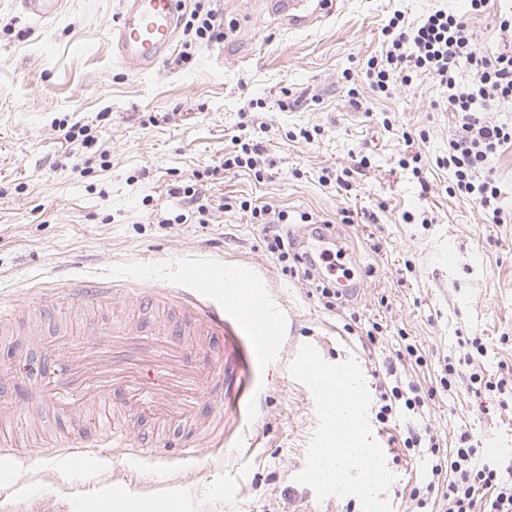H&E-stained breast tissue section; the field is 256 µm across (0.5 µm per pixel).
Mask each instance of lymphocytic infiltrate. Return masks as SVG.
<instances>
[{"mask_svg": "<svg viewBox=\"0 0 512 512\" xmlns=\"http://www.w3.org/2000/svg\"><path fill=\"white\" fill-rule=\"evenodd\" d=\"M496 26L504 46L487 54L477 49L456 14L438 9L409 23L402 11H394L381 29L385 47L380 56L367 60L365 77L371 90L381 95L411 84L417 74L436 80L455 117L448 152L435 159L437 167L448 169L452 176L448 193L473 201L492 223L500 224L506 214L495 159L502 149L512 146V124L489 120L487 114L512 100V9L499 14ZM184 33L192 46L223 41L224 19L206 7L204 0H196ZM463 64L472 74L466 82L459 77ZM250 216L252 223L265 227L267 251L280 262L291 263L293 271L307 279H323L318 290L321 302L324 308H335L339 292L324 280L328 262L289 251L279 232L288 221L287 211L266 204L251 207ZM428 400L416 384L396 381L389 391L381 392L377 418L382 422L394 419L400 409L421 413ZM402 444L407 451L424 447L431 459L430 480L410 493L417 512L431 500L438 512H512V472L493 461L478 460L470 432H461L455 448L445 450L435 436L410 427Z\"/></svg>", "mask_w": 512, "mask_h": 512, "instance_id": "f902f5d3", "label": "lymphocytic infiltrate"}]
</instances>
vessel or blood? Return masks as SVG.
<instances>
[{
    "mask_svg": "<svg viewBox=\"0 0 512 512\" xmlns=\"http://www.w3.org/2000/svg\"><path fill=\"white\" fill-rule=\"evenodd\" d=\"M185 0H119L112 47L120 63L153 71L172 51ZM274 12L297 27H311L333 15L336 0H270ZM63 0H22L24 15L44 21ZM180 278L192 298L181 321L116 322L93 343H67L44 368L36 391L23 406L9 410L14 420L27 409L42 408L65 420L64 448L57 454L91 468L102 448L124 447L154 457L159 433L181 428L180 454H194L224 424L237 381V353L224 342V320L233 318L248 336L251 350L275 357L282 345L284 321L251 272L211 265L182 268ZM70 298L98 308L116 298L110 283L79 279ZM138 308L160 309L165 289H127Z\"/></svg>",
    "mask_w": 512,
    "mask_h": 512,
    "instance_id": "vessel-or-blood-1",
    "label": "vessel or blood"
}]
</instances>
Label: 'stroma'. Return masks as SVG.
Instances as JSON below:
<instances>
[{
  "label": "stroma",
  "instance_id": "35a3bbf8",
  "mask_svg": "<svg viewBox=\"0 0 512 512\" xmlns=\"http://www.w3.org/2000/svg\"><path fill=\"white\" fill-rule=\"evenodd\" d=\"M117 4L65 0L36 24L19 0H0V311L13 320L12 331L0 333V386L14 373L35 385L65 336L79 342L87 329L111 323L108 304L43 313L42 296L77 277L122 289L150 271L172 288L181 265H241L281 306L284 340L276 357L251 364L241 407L208 450L159 460L116 448L85 470L52 455L59 442L45 429L36 440L44 455L0 481V512H80L85 495L103 485L135 489L143 512H156L175 490L183 512H361L357 497L320 500L294 479L318 424L311 391L289 372L305 344L328 363L358 362L372 436L394 476L385 493L392 512H404L430 470L421 453L395 456L390 439L405 426L430 429L450 448L470 431L480 457L512 468V393L502 408L467 389L471 373L495 379L512 368V222L492 223L478 205L449 196L451 177L434 160L446 153L455 120L435 80L421 75L378 97L361 68L381 53L394 10L411 22L438 8L464 15L478 49L489 52L498 14L512 0H487L477 14L466 0H342L333 17L306 30L289 29L267 0H217L223 42L194 48L183 64L168 56L143 75L129 74L112 51ZM352 86L360 105L347 97ZM284 99L292 108L279 109ZM386 118L396 130L383 128ZM62 119L86 125L96 145L66 142ZM302 128L314 130L311 141L297 138ZM404 130L415 143H404ZM236 136L260 143L259 165L212 183L208 223H172L182 203L170 187L196 183ZM417 153L427 163L425 189L401 163ZM328 171L349 189L322 183ZM245 200L286 210L292 242L304 228L301 213L332 220L357 296L325 309L315 282L283 272L266 250L262 225L240 207ZM346 210L352 223L342 221ZM375 322L383 331L371 343ZM32 324L39 339L25 333ZM462 336L487 346L475 365L461 361ZM409 342L424 361L406 360L398 376L435 396L420 416L380 423L378 399L389 383L382 365ZM448 359L458 362L460 380L446 391Z\"/></svg>",
  "mask_w": 512,
  "mask_h": 512
}]
</instances>
